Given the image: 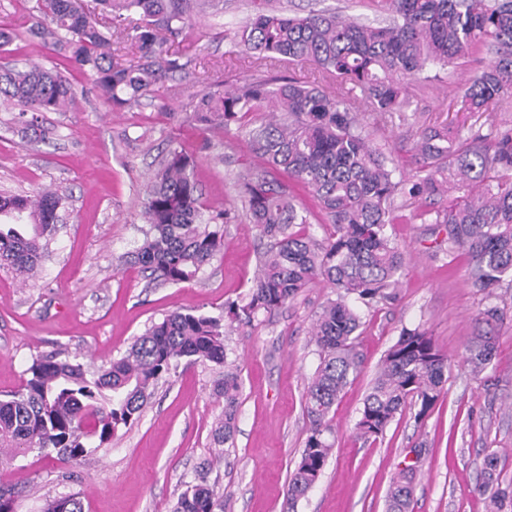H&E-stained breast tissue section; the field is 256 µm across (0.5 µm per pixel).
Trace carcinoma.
Listing matches in <instances>:
<instances>
[{
    "label": "carcinoma",
    "mask_w": 512,
    "mask_h": 512,
    "mask_svg": "<svg viewBox=\"0 0 512 512\" xmlns=\"http://www.w3.org/2000/svg\"><path fill=\"white\" fill-rule=\"evenodd\" d=\"M112 20L136 13L143 24L125 37L141 62L126 65L112 56V26L86 12L76 0H37L39 20L31 35L64 51L91 72L97 95L123 107L156 93L166 73L184 68L167 43L195 13L224 16V0H100ZM253 13L235 30L238 44L264 57L315 64L339 82L334 95L293 80L246 82L232 91L203 95L189 121L206 128L240 129L253 153L266 162L260 172L238 176L251 223L268 244L246 300L224 305L225 317L175 311L138 336L125 355L97 372L76 360L39 357L17 391L0 399V449L36 450L67 459L94 452L121 425L139 415L163 375L183 358L224 367L214 394L224 413L214 430L218 444L233 435L240 382L228 362L225 326H250L272 315L316 281L333 289L315 315L311 342L319 365L305 392L308 436L288 483L294 506L320 480L331 454L332 416L341 393L360 373L358 341L363 316L349 304L371 309L392 298L406 267V254L388 226L392 203L402 193L422 202L457 196L441 209H419L423 224H444L445 253L463 255L473 285L493 296L512 279V125H493L483 135L462 126L423 129L416 144L424 175L396 179L397 167L362 133L360 109L379 115L410 107L409 79L435 67L446 69L476 50L491 56L474 73L458 111H496L512 92V0H382L384 25H366L334 12L289 16L275 0H252ZM71 83L59 72L28 60L0 67V108L19 112L37 137L46 131L39 113L60 112L73 99ZM269 106V118L255 125L248 116ZM286 175L307 187L331 223L321 239L311 231L302 206L280 181ZM61 197L50 190L33 195L0 193V268L30 278L38 272L48 237L58 221ZM224 210L205 206L194 176V159L172 149L146 187L144 219L149 224L135 262L151 278L180 284L194 280L223 251L212 224ZM496 340L482 334L466 347L465 362L479 375L495 358ZM448 357L432 336L404 329L386 351L356 424L367 438L382 436L407 406L425 417L440 399ZM497 452L484 458L478 492L499 508L506 490L496 474ZM415 468H399L386 496V512H411ZM41 512H84L74 494L45 502ZM173 512H222L204 482L187 487Z\"/></svg>",
    "instance_id": "obj_1"
}]
</instances>
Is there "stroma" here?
<instances>
[{
    "label": "stroma",
    "instance_id": "1",
    "mask_svg": "<svg viewBox=\"0 0 512 512\" xmlns=\"http://www.w3.org/2000/svg\"><path fill=\"white\" fill-rule=\"evenodd\" d=\"M34 4L0 0V29L14 35L0 64L31 59L57 68L75 94L68 111L41 113L51 131L43 142L31 141L13 113L0 112V192L49 189L62 199V220L36 277L25 281L0 269V396L22 385L37 357H75L95 370L171 312L218 316L226 301L244 299L263 241L242 206L237 174L264 162L237 129L203 131L187 118L205 93L248 81L293 79L336 89L313 65L256 62L234 40L247 0H224V25L196 16L169 40L185 69L170 73L157 97L115 109L98 97L89 71L30 35ZM287 8L292 15L334 10L366 23L386 17L380 0H288ZM484 63L473 52L453 72L413 80L407 114L362 112L369 140L391 151L403 177L418 171L415 143L424 128L463 122L489 132L486 119L453 110ZM174 148L195 155L205 205L232 213L222 226L223 252L181 284L153 281L128 260L147 228L148 176ZM413 209L399 203L392 226L411 267L395 300L364 316L362 372L334 407V449L324 474L295 507H288L286 490L308 436L305 389L319 362L308 331L330 294L319 283L272 316L227 330L241 396L233 437L223 447L212 436L224 407L214 394L222 371L184 360L105 447L74 461L34 451L1 460L0 483L15 487L16 512H40L46 500L70 494L79 495L84 512H172L187 486L203 480L223 493L224 512H385L389 483L404 463L417 469L412 512H487L476 490L486 450L497 451L499 481L512 491V288L490 297L475 287L465 260L448 261L440 235L414 220ZM491 306L500 311L492 326L497 353L492 368L476 377L463 355ZM405 328L427 331L447 354L443 394L424 420L415 421L408 408L383 437H361L356 423L369 383Z\"/></svg>",
    "mask_w": 512,
    "mask_h": 512
}]
</instances>
